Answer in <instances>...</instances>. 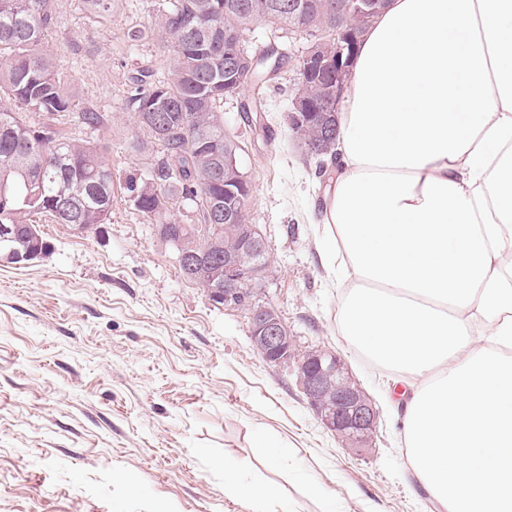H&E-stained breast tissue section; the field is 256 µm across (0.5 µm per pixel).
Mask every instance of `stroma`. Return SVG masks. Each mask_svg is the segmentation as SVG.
<instances>
[{"label":"stroma","mask_w":512,"mask_h":512,"mask_svg":"<svg viewBox=\"0 0 512 512\" xmlns=\"http://www.w3.org/2000/svg\"><path fill=\"white\" fill-rule=\"evenodd\" d=\"M167 0H112L104 21L83 0H56L46 35L75 111L101 112L68 136L103 145L112 215L76 233L38 218L51 249L27 265L0 263V512H253L224 486L233 461L244 482L275 485V512H445L418 480L395 418L405 398L393 375L342 336L341 275L314 221L329 192L316 159L288 128L307 41L267 92L264 133L244 124L241 97L217 110L240 146L252 186L249 223L265 241L263 300L287 323L298 352L340 355L378 410L368 447L348 448L317 419L294 367L265 362L249 311L211 301L185 280L174 249L133 205L130 181L159 147L123 110L127 77L164 76L156 37L130 47L132 27L154 24ZM282 449L275 463L257 437Z\"/></svg>","instance_id":"stroma-1"}]
</instances>
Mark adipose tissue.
Masks as SVG:
<instances>
[{
  "instance_id": "ef3b65f1",
  "label": "adipose tissue",
  "mask_w": 512,
  "mask_h": 512,
  "mask_svg": "<svg viewBox=\"0 0 512 512\" xmlns=\"http://www.w3.org/2000/svg\"><path fill=\"white\" fill-rule=\"evenodd\" d=\"M337 125L338 325L412 388L402 433L447 512H512V0H388Z\"/></svg>"
}]
</instances>
